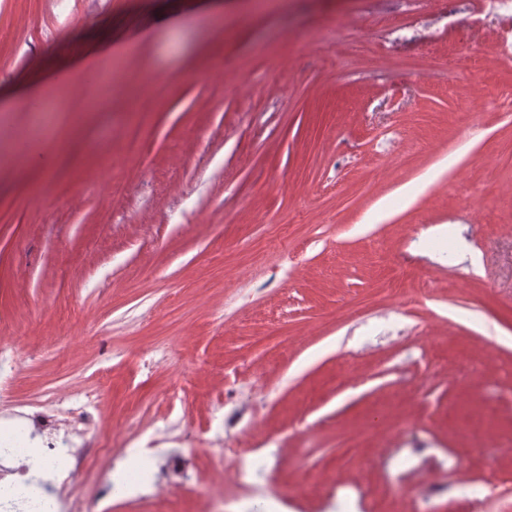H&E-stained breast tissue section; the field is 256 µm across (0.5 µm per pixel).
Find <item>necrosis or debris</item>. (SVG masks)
<instances>
[{"label": "necrosis or debris", "mask_w": 512, "mask_h": 512, "mask_svg": "<svg viewBox=\"0 0 512 512\" xmlns=\"http://www.w3.org/2000/svg\"><path fill=\"white\" fill-rule=\"evenodd\" d=\"M110 399L104 384H66L34 400L19 402L0 392V512H87L80 480L100 477L106 494L148 498L151 487L144 479L155 469L153 458L134 454L131 446L144 439L160 442L183 432L182 421L168 420L153 427L136 415L125 421V435H107L103 417ZM210 444L211 475L202 494L205 512H228L234 503L262 497L268 512H286L294 489L274 479L254 483L253 474L264 461L247 449H233L235 498H227L216 477L224 466V438L215 435ZM33 448L34 462H15L18 449Z\"/></svg>", "instance_id": "4bbe7bcc"}]
</instances>
